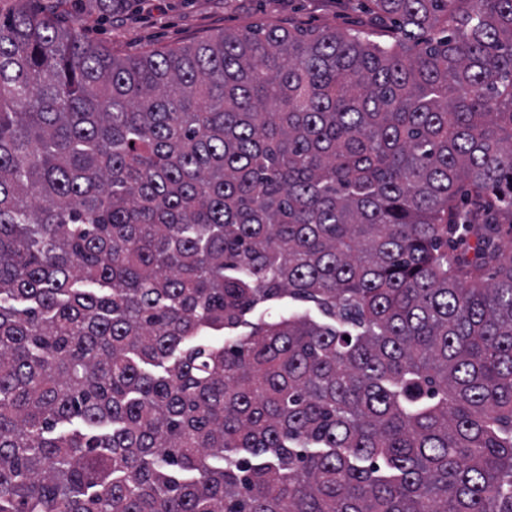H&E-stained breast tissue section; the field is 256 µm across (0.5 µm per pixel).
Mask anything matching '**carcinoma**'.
Returning a JSON list of instances; mask_svg holds the SVG:
<instances>
[{"label": "carcinoma", "mask_w": 512, "mask_h": 512, "mask_svg": "<svg viewBox=\"0 0 512 512\" xmlns=\"http://www.w3.org/2000/svg\"><path fill=\"white\" fill-rule=\"evenodd\" d=\"M372 13L0 17V512H512V0ZM224 1L0 0V16L19 7L44 11L53 6L58 22L70 25L78 21L88 41L105 46L114 54L138 56L189 44L224 28H357L368 20L365 8L371 6L370 1L357 0L342 1V7L335 0H228L225 5Z\"/></svg>", "instance_id": "cac0c4a2"}]
</instances>
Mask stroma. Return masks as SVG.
Masks as SVG:
<instances>
[{
    "label": "stroma",
    "mask_w": 512,
    "mask_h": 512,
    "mask_svg": "<svg viewBox=\"0 0 512 512\" xmlns=\"http://www.w3.org/2000/svg\"><path fill=\"white\" fill-rule=\"evenodd\" d=\"M55 7L60 24L122 56L179 47L224 29L261 25L349 29L368 19L364 0H0V16Z\"/></svg>",
    "instance_id": "1"
}]
</instances>
